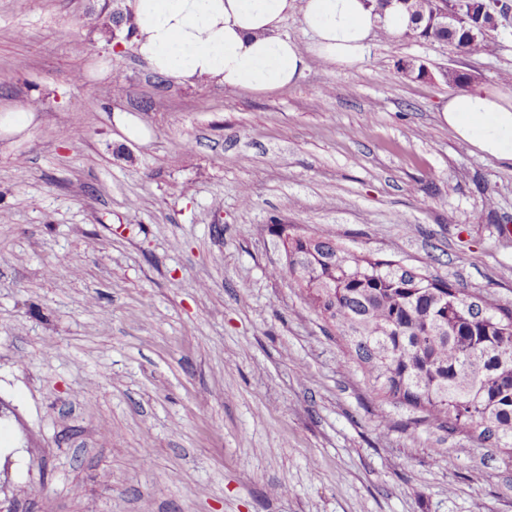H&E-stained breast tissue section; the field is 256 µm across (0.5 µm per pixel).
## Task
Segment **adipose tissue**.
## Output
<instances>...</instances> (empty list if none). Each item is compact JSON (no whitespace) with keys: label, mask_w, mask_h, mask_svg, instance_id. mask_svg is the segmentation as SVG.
<instances>
[{"label":"adipose tissue","mask_w":512,"mask_h":512,"mask_svg":"<svg viewBox=\"0 0 512 512\" xmlns=\"http://www.w3.org/2000/svg\"><path fill=\"white\" fill-rule=\"evenodd\" d=\"M128 7L136 53L155 74L254 94L296 84L315 59L355 66L377 34L399 37L409 29L407 16H378L368 0H128ZM293 12L312 36L309 47L280 32ZM440 110L462 140L512 160V97L475 88Z\"/></svg>","instance_id":"1"}]
</instances>
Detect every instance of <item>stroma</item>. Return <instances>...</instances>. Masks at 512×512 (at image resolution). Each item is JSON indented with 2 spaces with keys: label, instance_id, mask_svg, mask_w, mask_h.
<instances>
[{
  "label": "stroma",
  "instance_id": "stroma-1",
  "mask_svg": "<svg viewBox=\"0 0 512 512\" xmlns=\"http://www.w3.org/2000/svg\"><path fill=\"white\" fill-rule=\"evenodd\" d=\"M128 14L0 0V108H31L0 130V512H512L505 454L269 275L272 223L323 227L512 309V161L439 112L451 69L512 90V10L490 53L378 37L270 94L156 75Z\"/></svg>",
  "mask_w": 512,
  "mask_h": 512
}]
</instances>
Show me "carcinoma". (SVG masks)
I'll return each mask as SVG.
<instances>
[{"mask_svg":"<svg viewBox=\"0 0 512 512\" xmlns=\"http://www.w3.org/2000/svg\"><path fill=\"white\" fill-rule=\"evenodd\" d=\"M379 15L410 14L412 36L463 52L489 51V39L464 42L461 27L429 30L437 0H369ZM315 244L297 240L288 260L270 271L305 296L336 329L359 362L365 382L418 409L448 430L473 429L512 459V310L468 304L437 286L411 284L377 270L371 257L339 248L325 230Z\"/></svg>","mask_w":512,"mask_h":512,"instance_id":"1","label":"carcinoma"}]
</instances>
